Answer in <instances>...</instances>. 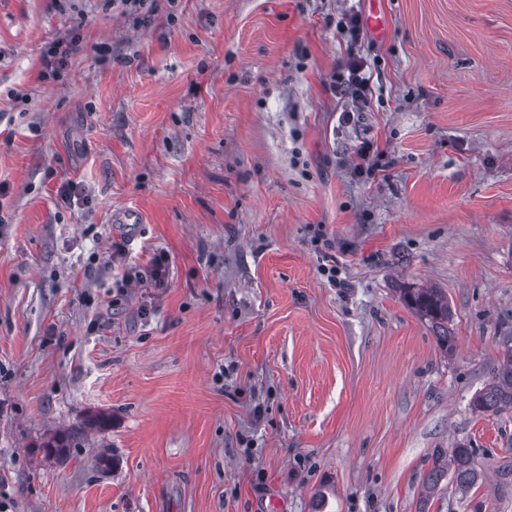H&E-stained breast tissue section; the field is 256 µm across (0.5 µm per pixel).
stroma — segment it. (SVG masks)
<instances>
[{
	"instance_id": "35a3bbf8",
	"label": "stroma",
	"mask_w": 512,
	"mask_h": 512,
	"mask_svg": "<svg viewBox=\"0 0 512 512\" xmlns=\"http://www.w3.org/2000/svg\"><path fill=\"white\" fill-rule=\"evenodd\" d=\"M146 9L0 0V512H512V411L471 406L512 331V0ZM402 281L447 296L453 353ZM456 443L477 484L425 494ZM62 42L53 44L44 54V69L40 73L42 79L59 78L64 69L65 59L71 48L61 49ZM363 72L364 62L352 59L337 76V83L357 103L359 109L368 107L373 96L370 76H365ZM166 278V261L159 255L157 256L147 272L138 271L133 274H128L125 279H122L118 288H128L133 282H143L149 279L153 282L155 288L163 287Z\"/></svg>"
}]
</instances>
